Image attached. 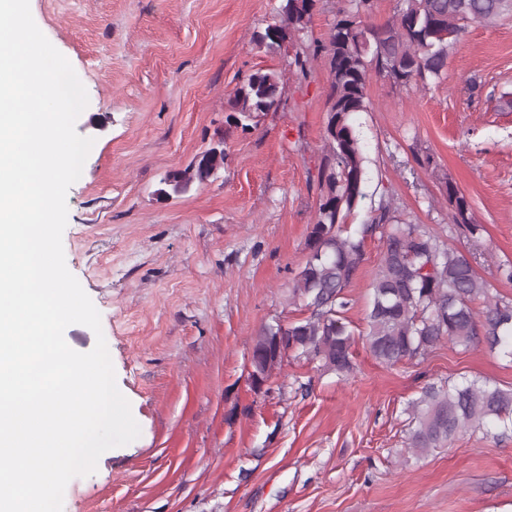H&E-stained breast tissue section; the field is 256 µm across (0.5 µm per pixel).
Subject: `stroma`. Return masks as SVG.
I'll use <instances>...</instances> for the list:
<instances>
[{
  "label": "stroma",
  "mask_w": 512,
  "mask_h": 512,
  "mask_svg": "<svg viewBox=\"0 0 512 512\" xmlns=\"http://www.w3.org/2000/svg\"><path fill=\"white\" fill-rule=\"evenodd\" d=\"M278 0H30L33 19L88 94L76 121L94 139L69 188L66 265L101 316L116 384L140 435L73 478L63 512H512V435L470 431L414 455L408 405L422 387L483 377L512 389V358L445 343L389 367L364 340L348 379L286 357L254 389L262 325L302 318L290 300L308 254L324 155L328 71L308 77L254 41ZM280 73L282 102L250 132L228 101L257 70ZM356 126L368 198L470 254L492 293L512 299V15L468 22L447 74L423 88L368 85ZM224 136L207 183L157 197L167 173ZM477 233L455 224L447 184ZM383 247L347 288L365 326Z\"/></svg>",
  "instance_id": "35a3bbf8"
}]
</instances>
